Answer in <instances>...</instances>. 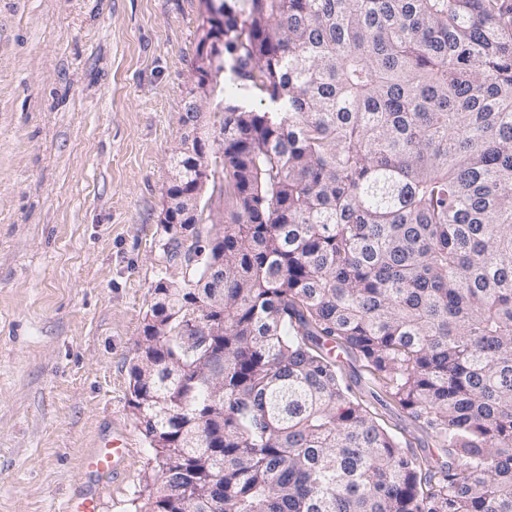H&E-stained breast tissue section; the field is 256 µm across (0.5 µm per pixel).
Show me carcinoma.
<instances>
[{
    "mask_svg": "<svg viewBox=\"0 0 512 512\" xmlns=\"http://www.w3.org/2000/svg\"><path fill=\"white\" fill-rule=\"evenodd\" d=\"M213 3L224 53L191 71L260 108L225 102L223 153L178 156L165 189L211 186L199 223L224 228L152 286L167 335L144 325L130 404L166 490L144 512H512V3ZM337 350L452 462L403 447Z\"/></svg>",
    "mask_w": 512,
    "mask_h": 512,
    "instance_id": "obj_1",
    "label": "carcinoma"
}]
</instances>
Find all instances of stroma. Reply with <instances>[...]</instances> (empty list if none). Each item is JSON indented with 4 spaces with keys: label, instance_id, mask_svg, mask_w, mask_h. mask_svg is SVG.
Segmentation results:
<instances>
[{
    "label": "stroma",
    "instance_id": "stroma-1",
    "mask_svg": "<svg viewBox=\"0 0 512 512\" xmlns=\"http://www.w3.org/2000/svg\"><path fill=\"white\" fill-rule=\"evenodd\" d=\"M202 0H0V512H62L98 492L137 512L154 454L129 363L151 287L183 281L159 219ZM341 376L409 451L437 439L381 398L365 362ZM121 434V475L82 460Z\"/></svg>",
    "mask_w": 512,
    "mask_h": 512
}]
</instances>
